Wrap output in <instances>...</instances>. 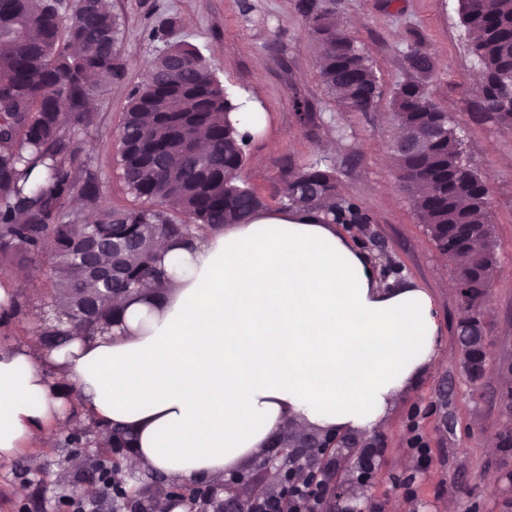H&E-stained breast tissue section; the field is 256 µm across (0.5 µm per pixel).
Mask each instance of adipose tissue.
I'll list each match as a JSON object with an SVG mask.
<instances>
[{"instance_id": "1", "label": "adipose tissue", "mask_w": 512, "mask_h": 512, "mask_svg": "<svg viewBox=\"0 0 512 512\" xmlns=\"http://www.w3.org/2000/svg\"><path fill=\"white\" fill-rule=\"evenodd\" d=\"M160 298L118 299L87 341L37 359L0 349V458L62 421L69 386L90 414L135 433V465L173 482L223 478L288 419L336 433L380 432L443 359L432 293L382 280L338 225L297 209L158 241Z\"/></svg>"}]
</instances>
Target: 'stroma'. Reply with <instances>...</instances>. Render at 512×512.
<instances>
[{"label":"stroma","mask_w":512,"mask_h":512,"mask_svg":"<svg viewBox=\"0 0 512 512\" xmlns=\"http://www.w3.org/2000/svg\"><path fill=\"white\" fill-rule=\"evenodd\" d=\"M296 0H111L124 20L121 79L96 92V123L84 134L85 151L105 177L103 195L116 207L139 206L117 166L119 131L132 87L147 77L160 42L152 34L169 28V41L195 46L214 76L235 97L266 112L268 125L247 147L244 182L280 208L274 194L287 168L312 163L335 170L346 197L359 200L370 221L345 230L377 267L428 288L442 323L443 362L402 396L381 434L382 469L367 496L349 499L356 512H512L511 484L498 439L504 417L495 399L503 368L512 365V130L481 111L475 92L478 64L471 55L458 0H343L339 17L372 60L382 95L368 112H343L318 78V48ZM433 56L431 94L460 125L469 164L484 178L498 236V273L487 305L495 312L489 365L479 382L461 368L454 330L464 317L452 289L451 267L425 231L402 191L390 158L398 133L392 94L409 80L402 52L410 32ZM308 102L319 127L302 123L296 99ZM417 419L433 464L416 471L405 453L407 424ZM76 423L48 424L16 455L0 458V512H57L60 497L76 493L73 466L82 451L56 442ZM414 500H406V492Z\"/></svg>","instance_id":"35a3bbf8"}]
</instances>
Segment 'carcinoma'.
<instances>
[{
  "mask_svg": "<svg viewBox=\"0 0 512 512\" xmlns=\"http://www.w3.org/2000/svg\"><path fill=\"white\" fill-rule=\"evenodd\" d=\"M470 49L485 83L481 109L512 129V0H459ZM319 47L322 85L345 112H368L381 95L376 69L357 40L323 9L322 0H297ZM123 21L100 0H0V268L35 269L45 252L55 257L44 294L51 317L31 336L51 351L94 334L114 316L112 299L157 291L165 273L154 253L160 238L180 241L226 224L247 222L265 200L241 179L251 135L232 114L233 96L199 51L165 43L147 79L128 97L120 129L119 168L136 208L107 205L102 173L84 153L79 132L95 124V91L122 76L119 53ZM403 60L412 77L392 96L393 117L412 142L392 144L398 180L418 211L454 280L465 284L459 300L473 315L488 300L498 267L496 228L478 171L464 157L460 128L432 99L434 58L407 46ZM205 134L208 149L176 157ZM74 196L96 214H63ZM283 206L322 214L331 224H366L369 216L343 197L335 171L308 165L286 172L279 189ZM23 220H18V216ZM25 302L11 295L0 303L8 325ZM462 368L470 381L487 366L489 346L462 320L456 329ZM101 451L77 478L102 500L113 493L117 448L135 447L123 426L79 420L59 446Z\"/></svg>",
  "mask_w": 512,
  "mask_h": 512,
  "instance_id": "carcinoma-1",
  "label": "carcinoma"
}]
</instances>
